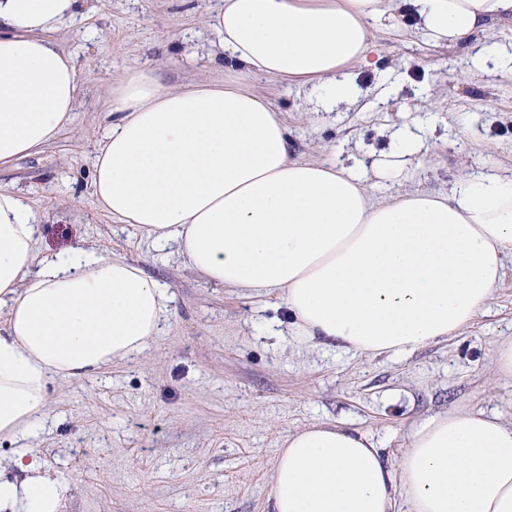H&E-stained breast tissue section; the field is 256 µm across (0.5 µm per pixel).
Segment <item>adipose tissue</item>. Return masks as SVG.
Listing matches in <instances>:
<instances>
[{
	"label": "adipose tissue",
	"instance_id": "adipose-tissue-1",
	"mask_svg": "<svg viewBox=\"0 0 512 512\" xmlns=\"http://www.w3.org/2000/svg\"><path fill=\"white\" fill-rule=\"evenodd\" d=\"M82 0H0V167L51 142L79 102L74 57L53 32ZM512 0H221L208 18L224 78L162 87L150 70L113 82L92 161L100 209L175 242L212 282L274 294L292 343L401 356L455 336L485 310L512 256V174L460 177L450 192L407 188L428 151L400 126L370 166L289 155L288 129L247 83L310 87L313 109L354 104L377 69L373 30L407 25L466 58L467 78L512 76L493 24ZM393 187L389 197L377 190ZM43 212L0 186V512H61L67 481L34 438L51 380L96 375L143 353L171 296L138 264L91 248L38 256ZM271 512H512V423L455 408L416 425L399 462L374 438L315 423L285 435Z\"/></svg>",
	"mask_w": 512,
	"mask_h": 512
}]
</instances>
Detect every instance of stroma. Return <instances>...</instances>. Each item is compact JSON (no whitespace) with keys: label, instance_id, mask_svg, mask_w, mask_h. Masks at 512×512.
I'll return each mask as SVG.
<instances>
[{"label":"stroma","instance_id":"obj_1","mask_svg":"<svg viewBox=\"0 0 512 512\" xmlns=\"http://www.w3.org/2000/svg\"><path fill=\"white\" fill-rule=\"evenodd\" d=\"M218 0H88V16L54 37L77 62L81 94L71 125L36 155L0 170V185L44 211L39 254L95 248L138 263L172 294L167 325L139 357L97 375L56 380L35 439L44 470L69 481L62 512H270L281 438L330 421L370 433L399 460L407 433L455 406L512 422V379L491 382L500 344L512 338V263L484 313L457 336L394 359L272 336L284 321L273 296L207 281L176 247L96 207L91 164L108 123L113 80L155 71L163 87L222 79L214 34ZM378 70L361 71L355 108L315 112L309 91L254 78L288 126L293 157L327 160L389 144V128L434 129L428 157L408 185L447 191L459 176L512 170V78L472 82L454 52L418 33L374 34Z\"/></svg>","mask_w":512,"mask_h":512}]
</instances>
